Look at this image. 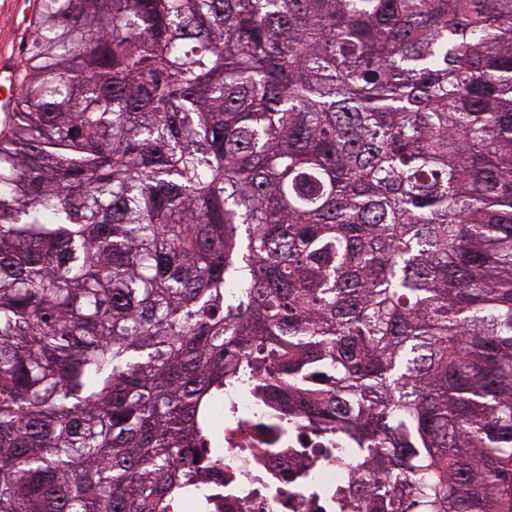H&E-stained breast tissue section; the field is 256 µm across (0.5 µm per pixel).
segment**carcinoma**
<instances>
[{"label":"carcinoma","instance_id":"carcinoma-1","mask_svg":"<svg viewBox=\"0 0 512 512\" xmlns=\"http://www.w3.org/2000/svg\"><path fill=\"white\" fill-rule=\"evenodd\" d=\"M0 124V512H179L226 387L365 512L512 490V0H40Z\"/></svg>","mask_w":512,"mask_h":512}]
</instances>
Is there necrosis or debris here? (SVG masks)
Segmentation results:
<instances>
[{"mask_svg": "<svg viewBox=\"0 0 512 512\" xmlns=\"http://www.w3.org/2000/svg\"><path fill=\"white\" fill-rule=\"evenodd\" d=\"M211 419L224 422L229 452L208 473L218 497L214 512H336L355 475L325 451L334 447L308 427L288 425L273 406L230 389L215 402Z\"/></svg>", "mask_w": 512, "mask_h": 512, "instance_id": "obj_1", "label": "necrosis or debris"}]
</instances>
